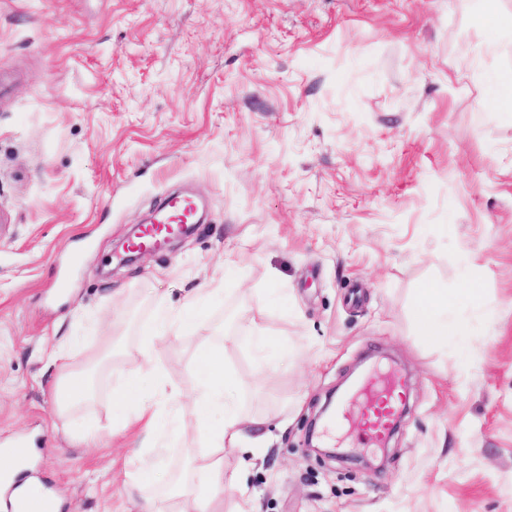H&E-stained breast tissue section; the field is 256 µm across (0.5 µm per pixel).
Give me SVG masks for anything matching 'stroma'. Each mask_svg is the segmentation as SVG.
<instances>
[{"instance_id":"35a3bbf8","label":"stroma","mask_w":512,"mask_h":512,"mask_svg":"<svg viewBox=\"0 0 512 512\" xmlns=\"http://www.w3.org/2000/svg\"><path fill=\"white\" fill-rule=\"evenodd\" d=\"M483 0H0V445L36 448L59 512H137L126 460L179 474L203 452L189 407L155 406L157 447L115 407L152 366L192 391L221 347L254 467L224 453V510L512 512V112L490 108ZM194 234L112 254L169 193ZM465 353L416 336V294L458 295ZM218 289L150 356L155 315ZM274 343L261 367L251 329ZM96 365L67 415L59 365ZM391 380L388 442L355 379ZM197 224H178V229L173 232L171 237H167L162 241H159L156 244L148 247L143 245L140 247H132V245L130 244L131 237H129L127 242H125L122 245L125 255H119L120 261L123 263L136 261L145 256L150 251L161 248L162 246L171 243L172 240L174 239L186 237L194 232L195 226Z\"/></svg>"}]
</instances>
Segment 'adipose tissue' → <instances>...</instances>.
<instances>
[{
  "label": "adipose tissue",
  "mask_w": 512,
  "mask_h": 512,
  "mask_svg": "<svg viewBox=\"0 0 512 512\" xmlns=\"http://www.w3.org/2000/svg\"><path fill=\"white\" fill-rule=\"evenodd\" d=\"M214 294L211 288L198 289L180 309L157 316L154 326L145 332L142 354H149L157 340L193 330L200 310ZM414 327L417 335L461 351L467 342L469 322L457 313L454 300L446 292L427 288L417 295ZM197 364L201 377L191 395L194 413L201 420L212 413H221L223 423L217 428H203V444L209 452L201 461L190 463L183 476L166 478L153 470L142 469L125 483L124 493L138 512H223V452L242 446L248 430L260 426L259 420L242 417L229 396L231 375L224 368V354L218 346L202 348L197 354ZM93 393V380L88 371L67 372L56 386V408L61 412L69 411L91 400ZM160 482L166 485L162 496L142 495L143 485ZM177 499L183 506L175 511L171 503Z\"/></svg>",
  "instance_id": "adipose-tissue-1"
}]
</instances>
